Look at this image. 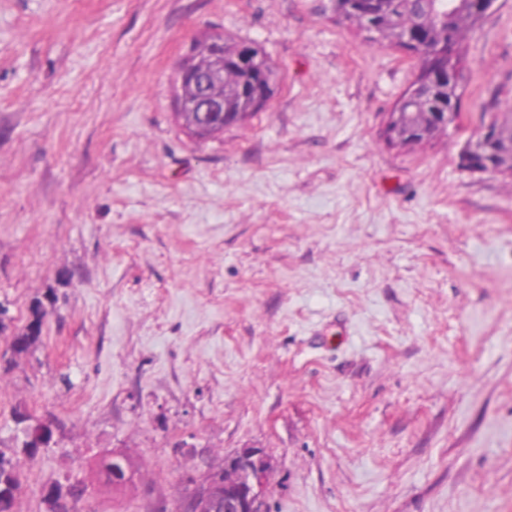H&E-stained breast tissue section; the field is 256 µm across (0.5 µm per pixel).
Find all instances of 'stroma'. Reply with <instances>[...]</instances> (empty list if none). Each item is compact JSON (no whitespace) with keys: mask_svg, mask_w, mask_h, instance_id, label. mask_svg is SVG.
I'll list each match as a JSON object with an SVG mask.
<instances>
[{"mask_svg":"<svg viewBox=\"0 0 512 512\" xmlns=\"http://www.w3.org/2000/svg\"><path fill=\"white\" fill-rule=\"evenodd\" d=\"M208 31L277 86L200 141L174 79ZM418 73L332 0H0V353L44 312L0 441L53 421L17 512L69 479L80 512H175L246 447L269 512H512V175L460 159L512 112V0L462 47L457 128L391 146ZM184 483L189 486L193 490V494L190 496V491L187 498L182 505L178 508L177 511L184 512H201L199 509L201 505H199V497H206L208 493V480L206 475L200 476L195 471H186L183 474ZM190 496V497H189ZM184 498V499H185Z\"/></svg>","mask_w":512,"mask_h":512,"instance_id":"stroma-1","label":"stroma"}]
</instances>
